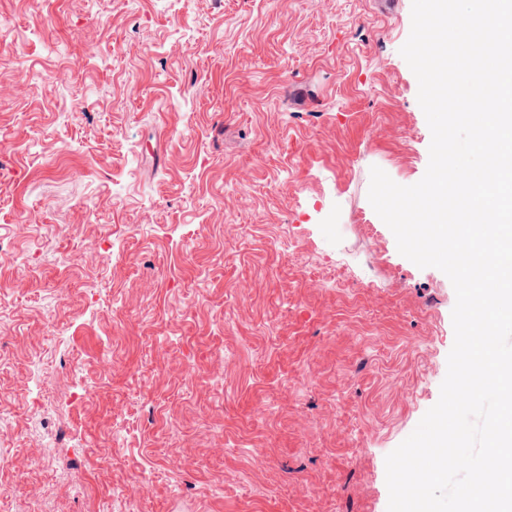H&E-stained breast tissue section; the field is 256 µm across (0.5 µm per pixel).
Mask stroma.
<instances>
[{"mask_svg":"<svg viewBox=\"0 0 512 512\" xmlns=\"http://www.w3.org/2000/svg\"><path fill=\"white\" fill-rule=\"evenodd\" d=\"M412 0H0V512H387L450 279Z\"/></svg>","mask_w":512,"mask_h":512,"instance_id":"stroma-1","label":"stroma"}]
</instances>
